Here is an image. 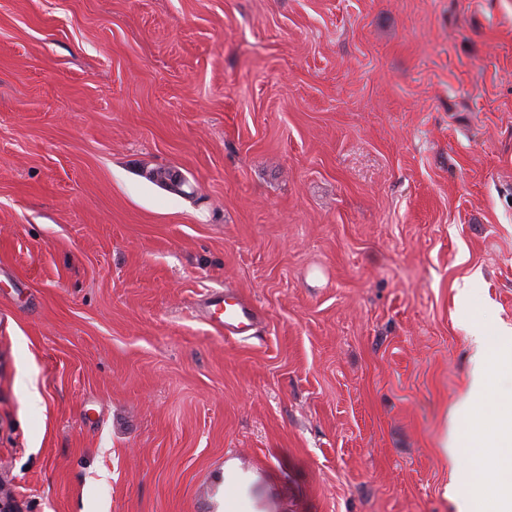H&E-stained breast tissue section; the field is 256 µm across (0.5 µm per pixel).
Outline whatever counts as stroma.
<instances>
[{"mask_svg":"<svg viewBox=\"0 0 512 512\" xmlns=\"http://www.w3.org/2000/svg\"><path fill=\"white\" fill-rule=\"evenodd\" d=\"M221 288L257 337L195 313ZM502 323L512 0H0L24 512H219L230 459L252 512H461L441 440ZM198 311L214 334L247 340L263 321L255 303L231 288L208 291L197 303Z\"/></svg>","mask_w":512,"mask_h":512,"instance_id":"stroma-1","label":"stroma"}]
</instances>
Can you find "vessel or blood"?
<instances>
[{"instance_id": "obj_1", "label": "vessel or blood", "mask_w": 512, "mask_h": 512, "mask_svg": "<svg viewBox=\"0 0 512 512\" xmlns=\"http://www.w3.org/2000/svg\"><path fill=\"white\" fill-rule=\"evenodd\" d=\"M197 308L213 333L224 337L252 338L263 320L251 299L230 288L208 291Z\"/></svg>"}]
</instances>
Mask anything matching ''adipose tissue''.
I'll use <instances>...</instances> for the list:
<instances>
[{
	"mask_svg": "<svg viewBox=\"0 0 512 512\" xmlns=\"http://www.w3.org/2000/svg\"><path fill=\"white\" fill-rule=\"evenodd\" d=\"M496 357L484 336H475L471 381L444 441L449 459L471 457L460 490L475 512H512V391L491 394L488 370Z\"/></svg>",
	"mask_w": 512,
	"mask_h": 512,
	"instance_id": "ef3b65f1",
	"label": "adipose tissue"
}]
</instances>
